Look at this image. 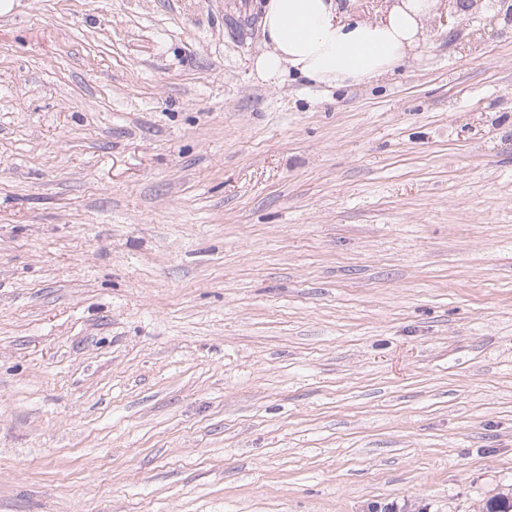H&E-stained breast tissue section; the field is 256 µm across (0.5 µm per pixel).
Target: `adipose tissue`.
<instances>
[{"label":"adipose tissue","mask_w":512,"mask_h":512,"mask_svg":"<svg viewBox=\"0 0 512 512\" xmlns=\"http://www.w3.org/2000/svg\"><path fill=\"white\" fill-rule=\"evenodd\" d=\"M440 0H393L384 18L341 19L336 0H265V48L251 60L261 82L296 71L327 86L361 84L413 53Z\"/></svg>","instance_id":"1"}]
</instances>
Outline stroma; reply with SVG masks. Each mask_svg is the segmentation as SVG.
I'll return each mask as SVG.
<instances>
[{
    "instance_id": "35a3bbf8",
    "label": "stroma",
    "mask_w": 512,
    "mask_h": 512,
    "mask_svg": "<svg viewBox=\"0 0 512 512\" xmlns=\"http://www.w3.org/2000/svg\"><path fill=\"white\" fill-rule=\"evenodd\" d=\"M262 2L0 14V512L512 495V13L270 86Z\"/></svg>"
}]
</instances>
